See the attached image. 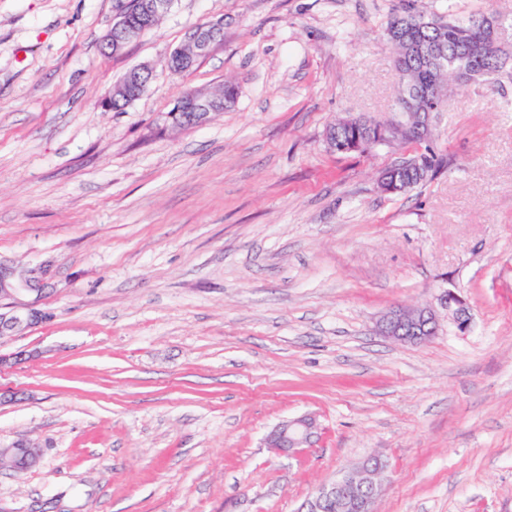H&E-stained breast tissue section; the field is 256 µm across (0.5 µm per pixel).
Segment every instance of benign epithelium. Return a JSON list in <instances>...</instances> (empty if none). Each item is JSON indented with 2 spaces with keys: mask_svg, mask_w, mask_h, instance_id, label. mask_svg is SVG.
I'll return each mask as SVG.
<instances>
[{
  "mask_svg": "<svg viewBox=\"0 0 512 512\" xmlns=\"http://www.w3.org/2000/svg\"><path fill=\"white\" fill-rule=\"evenodd\" d=\"M174 0H140L139 8L147 16L168 11ZM149 25L133 26L127 23L125 14L118 12L112 19L105 36V47L112 53L121 52L130 43L138 40ZM224 34V22L218 20L205 27L195 28L186 36L194 46V59L208 54L211 46L220 41ZM154 69L149 64L131 68L115 85L116 91L105 100L107 109H112L116 94H126L135 86L145 91ZM224 106L217 99L194 94L187 104L177 102L169 112V118L182 116L192 124L201 125L214 110ZM48 265L34 268L19 267L0 259V340L14 336L25 329L45 320L48 314L37 308L42 293ZM445 303L460 330L470 324V317L463 300L453 291H448ZM438 329V322L431 310L423 308L408 310L395 308L382 319L379 331L403 342L419 344L429 340ZM319 426L315 417L302 415L285 421L275 427L266 437V447L278 454L295 456L314 444ZM42 452L37 445L20 440L7 448H0V465L5 463L15 472H27L38 466ZM386 462L379 455L367 457L357 467L343 473L328 485L319 488L300 507L298 512H373L376 500L384 490L383 475Z\"/></svg>",
  "mask_w": 512,
  "mask_h": 512,
  "instance_id": "7a95c632",
  "label": "benign epithelium"
}]
</instances>
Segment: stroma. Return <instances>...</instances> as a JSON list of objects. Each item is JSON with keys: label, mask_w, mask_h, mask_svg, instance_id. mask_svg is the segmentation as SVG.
Returning <instances> with one entry per match:
<instances>
[{"label": "stroma", "mask_w": 512, "mask_h": 512, "mask_svg": "<svg viewBox=\"0 0 512 512\" xmlns=\"http://www.w3.org/2000/svg\"><path fill=\"white\" fill-rule=\"evenodd\" d=\"M398 0H175L123 52L114 0H0V258L50 263L48 318L0 340V512H297L367 455L374 512H512V82L453 88L424 143L328 149L327 127L396 110ZM224 36L187 72L189 30ZM147 90L103 106L134 65ZM235 106L177 128L188 90ZM445 162L403 194L381 172ZM464 299L459 331L445 296ZM429 308L421 344L379 335ZM316 417L298 457L265 448ZM423 161L429 164L431 169L430 171L427 164L421 165L419 169L414 165L415 163L421 164ZM398 165L402 167L399 176L405 181L407 187L402 191H398L400 188L396 182L389 183L388 180H385L381 182V188L385 192L403 193L413 189L428 177L429 172L435 171L442 165V159L439 158L434 152L432 153L426 150L425 152L418 153L404 160L401 164L399 163ZM418 171L420 175L425 178H420ZM437 329L438 322L435 314L426 308L391 309L379 325L382 335L413 344L426 342L435 336ZM318 430L315 417L302 415L275 427L267 435L265 445L278 454L295 456L304 448H312ZM42 452L37 445L27 440H20L7 448H0V465L15 472H27L38 466Z\"/></svg>", "instance_id": "stroma-1"}]
</instances>
